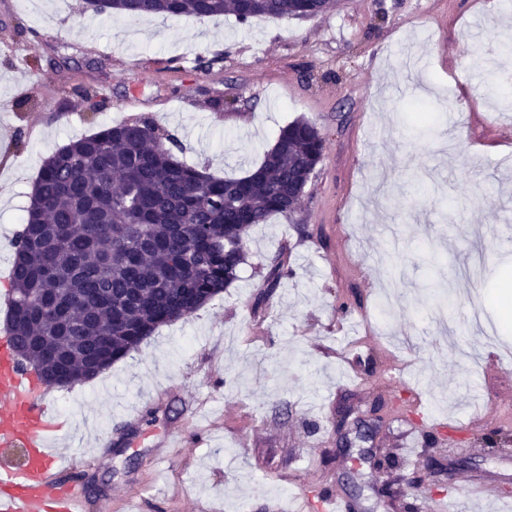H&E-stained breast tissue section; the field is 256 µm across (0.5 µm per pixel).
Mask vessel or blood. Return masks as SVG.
I'll use <instances>...</instances> for the list:
<instances>
[{"label":"vessel or blood","mask_w":512,"mask_h":512,"mask_svg":"<svg viewBox=\"0 0 512 512\" xmlns=\"http://www.w3.org/2000/svg\"><path fill=\"white\" fill-rule=\"evenodd\" d=\"M62 426L38 378L0 338V512H87L89 495L57 448ZM334 491L298 490L292 512H344Z\"/></svg>","instance_id":"vessel-or-blood-1"}]
</instances>
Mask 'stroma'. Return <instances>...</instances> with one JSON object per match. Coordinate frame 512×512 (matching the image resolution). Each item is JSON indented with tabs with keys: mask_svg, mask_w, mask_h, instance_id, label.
Here are the masks:
<instances>
[{
	"mask_svg": "<svg viewBox=\"0 0 512 512\" xmlns=\"http://www.w3.org/2000/svg\"><path fill=\"white\" fill-rule=\"evenodd\" d=\"M512 0H336L310 18L97 14L85 0H0V246L22 228L45 158L142 117L175 134L182 161L217 177L258 166L298 118L325 137L297 208L254 227L239 279L162 326L98 377L50 394L65 426L85 412L112 445L74 442L89 512H266L282 490L332 489L346 512H512L508 430L475 426L512 408ZM425 100L427 128L406 110ZM288 274L272 295L274 259ZM349 298L350 313L336 310ZM365 359L362 376L348 362ZM497 357L500 369L484 365ZM413 378L378 380L391 360ZM413 403L371 440L330 441L339 406ZM137 404L148 439L129 440ZM181 441L147 468L151 444ZM419 442L415 462L407 443ZM392 465L379 476L375 449ZM419 476L390 499L383 478ZM491 482L495 498L473 492Z\"/></svg>",
	"mask_w": 512,
	"mask_h": 512,
	"instance_id": "1",
	"label": "stroma"
}]
</instances>
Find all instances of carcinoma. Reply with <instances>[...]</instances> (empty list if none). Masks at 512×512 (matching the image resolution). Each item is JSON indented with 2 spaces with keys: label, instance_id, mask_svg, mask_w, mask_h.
<instances>
[{
  "label": "carcinoma",
  "instance_id": "obj_1",
  "mask_svg": "<svg viewBox=\"0 0 512 512\" xmlns=\"http://www.w3.org/2000/svg\"><path fill=\"white\" fill-rule=\"evenodd\" d=\"M143 15L308 18L333 0H87ZM151 120L121 122L48 157L13 242L6 333L41 381L86 382L162 326L196 313L239 278L249 230L295 209L323 159L324 136L300 119L263 161L216 178L178 160Z\"/></svg>",
  "mask_w": 512,
  "mask_h": 512
}]
</instances>
